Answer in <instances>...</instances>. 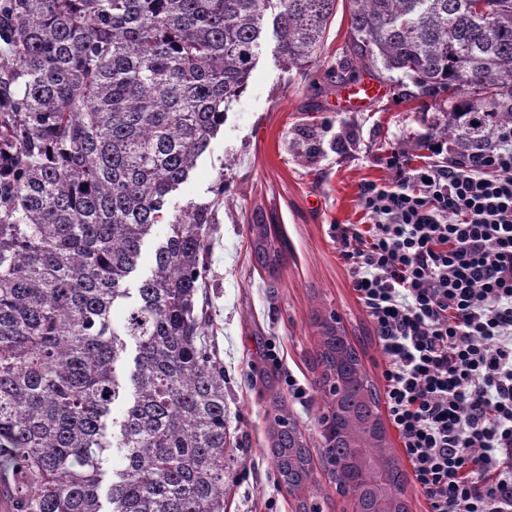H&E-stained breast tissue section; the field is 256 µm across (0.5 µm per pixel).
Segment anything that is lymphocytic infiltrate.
I'll list each match as a JSON object with an SVG mask.
<instances>
[{"mask_svg":"<svg viewBox=\"0 0 512 512\" xmlns=\"http://www.w3.org/2000/svg\"><path fill=\"white\" fill-rule=\"evenodd\" d=\"M428 138L358 186L336 252L385 356L382 399L428 512H512V125L466 164Z\"/></svg>","mask_w":512,"mask_h":512,"instance_id":"lymphocytic-infiltrate-1","label":"lymphocytic infiltrate"}]
</instances>
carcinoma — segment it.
<instances>
[{"label":"carcinoma","mask_w":512,"mask_h":512,"mask_svg":"<svg viewBox=\"0 0 512 512\" xmlns=\"http://www.w3.org/2000/svg\"><path fill=\"white\" fill-rule=\"evenodd\" d=\"M337 0H8L0 30V495L6 512H224L232 462L224 365L198 306L215 202L171 213L245 90L278 9L276 52L312 66ZM355 54L448 94L461 161L512 125V0H348ZM151 274L129 288L154 228ZM257 265L284 261L272 224H252ZM131 301L121 324L114 307ZM134 349L126 366L128 348ZM323 425L366 461L325 449L336 486L372 512L405 495L382 448L377 393L356 350L321 324ZM121 402V419L112 417ZM122 467L109 468L112 453ZM272 462L309 489L308 448L274 434ZM388 482L379 483V475Z\"/></svg>","instance_id":"cac0c4a2"}]
</instances>
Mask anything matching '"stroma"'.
Returning <instances> with one entry per match:
<instances>
[{
	"label": "stroma",
	"instance_id": "35a3bbf8",
	"mask_svg": "<svg viewBox=\"0 0 512 512\" xmlns=\"http://www.w3.org/2000/svg\"><path fill=\"white\" fill-rule=\"evenodd\" d=\"M346 0L309 74L286 69L266 34L246 91L202 156L193 177L172 193L168 208L216 200L207 237L202 300L208 334L224 363V399L236 457L224 485V512H350L324 457L319 417L323 394L313 358L316 318L337 313L373 384H380L383 354L374 329L349 286L336 254L332 227L360 219L356 193L364 180L384 182L395 151L420 154V143L443 121V98L419 94L400 73L350 57ZM370 78L386 97L360 112H333L331 98L349 82ZM312 134L299 141L301 131ZM276 225L285 261L276 277L258 268L250 249L252 223ZM276 345L280 364L265 356ZM309 386L293 399L287 376ZM302 433L311 453L315 485L289 491L273 466L270 448L279 420Z\"/></svg>",
	"mask_w": 512,
	"mask_h": 512
}]
</instances>
